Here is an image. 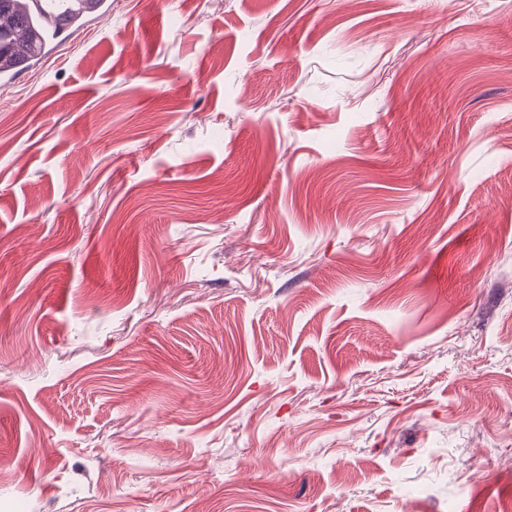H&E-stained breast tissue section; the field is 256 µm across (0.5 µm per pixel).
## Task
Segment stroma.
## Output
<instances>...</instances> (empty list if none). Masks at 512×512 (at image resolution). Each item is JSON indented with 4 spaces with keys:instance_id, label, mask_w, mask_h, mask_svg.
Returning <instances> with one entry per match:
<instances>
[{
    "instance_id": "35a3bbf8",
    "label": "stroma",
    "mask_w": 512,
    "mask_h": 512,
    "mask_svg": "<svg viewBox=\"0 0 512 512\" xmlns=\"http://www.w3.org/2000/svg\"><path fill=\"white\" fill-rule=\"evenodd\" d=\"M0 512H512V0H112L0 86Z\"/></svg>"
}]
</instances>
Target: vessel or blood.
Instances as JSON below:
<instances>
[{"instance_id":"1","label":"vessel or blood","mask_w":512,"mask_h":512,"mask_svg":"<svg viewBox=\"0 0 512 512\" xmlns=\"http://www.w3.org/2000/svg\"><path fill=\"white\" fill-rule=\"evenodd\" d=\"M26 14L39 19L42 30L40 59L56 55L69 41L72 33L86 27L92 19L110 12L112 0H81L68 25H60L55 12L49 10L47 0H21ZM31 58L25 51H17L0 59V82L17 77L20 67L29 65Z\"/></svg>"}]
</instances>
